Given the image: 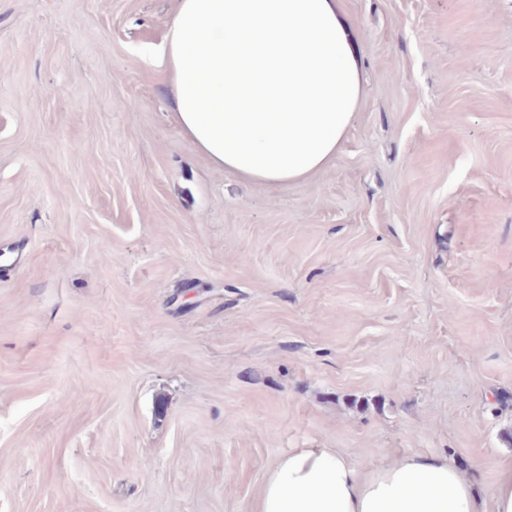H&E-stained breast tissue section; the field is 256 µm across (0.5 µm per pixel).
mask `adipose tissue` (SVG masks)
Listing matches in <instances>:
<instances>
[{
    "label": "adipose tissue",
    "instance_id": "ef3b65f1",
    "mask_svg": "<svg viewBox=\"0 0 512 512\" xmlns=\"http://www.w3.org/2000/svg\"><path fill=\"white\" fill-rule=\"evenodd\" d=\"M143 53L162 68L196 150L267 187L331 162L362 95L340 0H176L162 42ZM254 512H512V469L486 505L445 456L365 467L334 448H297L271 469Z\"/></svg>",
    "mask_w": 512,
    "mask_h": 512
}]
</instances>
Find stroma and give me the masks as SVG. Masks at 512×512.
Returning a JSON list of instances; mask_svg holds the SVG:
<instances>
[{
    "instance_id": "stroma-1",
    "label": "stroma",
    "mask_w": 512,
    "mask_h": 512,
    "mask_svg": "<svg viewBox=\"0 0 512 512\" xmlns=\"http://www.w3.org/2000/svg\"><path fill=\"white\" fill-rule=\"evenodd\" d=\"M331 163L213 167L175 0H0V512H254L276 461L512 468V0H341Z\"/></svg>"
}]
</instances>
